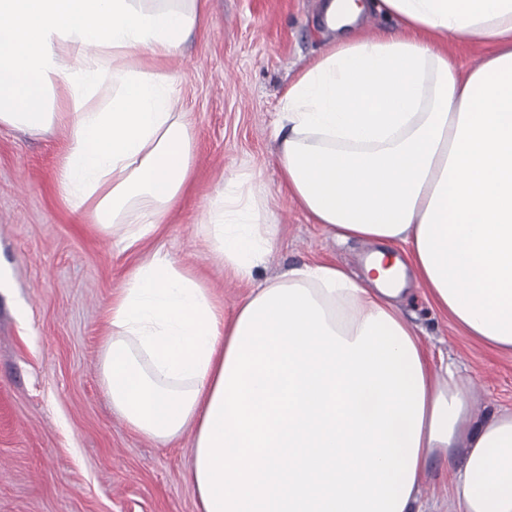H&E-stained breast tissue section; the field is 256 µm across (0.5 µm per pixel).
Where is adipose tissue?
<instances>
[{"label":"adipose tissue","instance_id":"1","mask_svg":"<svg viewBox=\"0 0 512 512\" xmlns=\"http://www.w3.org/2000/svg\"><path fill=\"white\" fill-rule=\"evenodd\" d=\"M375 10L395 20L357 37ZM202 0H0V125L68 131L65 206L138 261L111 299L101 376L135 432L192 439L199 512H418L435 456L461 512H512V413L476 418L396 297L413 271L467 335L512 352V0H325L336 39L288 87L280 181L333 239L401 248L373 287L334 264L256 281L279 229L258 172L227 175L212 250L250 292L232 315L151 248L194 172L162 68ZM492 52L462 69L448 45Z\"/></svg>","mask_w":512,"mask_h":512}]
</instances>
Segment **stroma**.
<instances>
[{
	"instance_id": "stroma-1",
	"label": "stroma",
	"mask_w": 512,
	"mask_h": 512,
	"mask_svg": "<svg viewBox=\"0 0 512 512\" xmlns=\"http://www.w3.org/2000/svg\"><path fill=\"white\" fill-rule=\"evenodd\" d=\"M323 0H207L165 69L194 138L195 173L157 245L200 274L225 311L249 284L211 252L209 204L232 170L261 171L278 242L257 280L333 262L362 280L374 243L327 238L279 180L273 128L288 86L327 47ZM64 127L0 125V512H198L190 436L162 445L113 411L99 369L105 311L137 261L61 202ZM432 363L454 362L477 418L512 412V354L465 335L414 286L400 300ZM447 458H432L424 512H456Z\"/></svg>"
}]
</instances>
